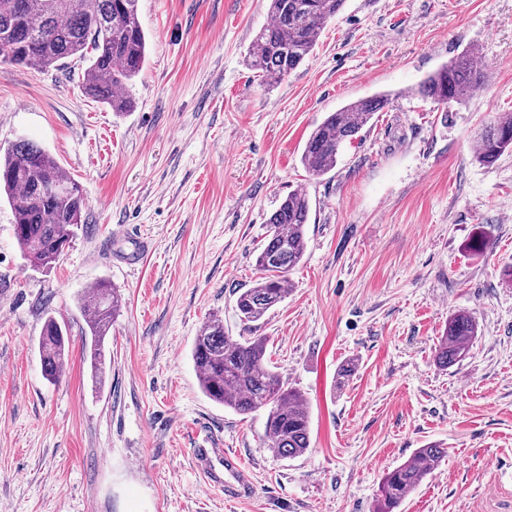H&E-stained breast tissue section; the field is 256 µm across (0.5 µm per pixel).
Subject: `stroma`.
Returning a JSON list of instances; mask_svg holds the SVG:
<instances>
[{"label":"stroma","mask_w":512,"mask_h":512,"mask_svg":"<svg viewBox=\"0 0 512 512\" xmlns=\"http://www.w3.org/2000/svg\"><path fill=\"white\" fill-rule=\"evenodd\" d=\"M139 17L148 54L123 114L84 95L83 63L0 61V147L34 141L86 203L43 268L22 257L0 198V512H372L384 474L430 443L447 454L399 512H512V152L473 158L489 113L512 112V0H346L275 86L248 54L268 0H139ZM469 49L483 87L450 105L418 94ZM382 92L390 106L310 176L312 130ZM299 189L307 250L257 330L268 366L307 399L310 446L288 459L264 441L265 411L202 392L191 349L214 315L246 335L236 299L261 275L270 214ZM122 231L148 243L137 269L118 259ZM101 280L122 307L95 374L83 299ZM457 311L477 334L443 370ZM49 316L69 337L55 381L38 354ZM203 438L251 471L249 498L205 487Z\"/></svg>","instance_id":"1"}]
</instances>
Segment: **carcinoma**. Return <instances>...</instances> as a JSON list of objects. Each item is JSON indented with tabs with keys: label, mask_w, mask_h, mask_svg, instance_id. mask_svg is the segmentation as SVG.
<instances>
[{
	"label": "carcinoma",
	"mask_w": 512,
	"mask_h": 512,
	"mask_svg": "<svg viewBox=\"0 0 512 512\" xmlns=\"http://www.w3.org/2000/svg\"><path fill=\"white\" fill-rule=\"evenodd\" d=\"M346 0H269L271 22L254 38L251 67L267 83H278L315 49L327 22ZM139 0H0V59L47 69L65 59L87 63L83 92L122 113L130 107L128 83L142 69L147 36L138 15ZM486 74L470 51L463 52L430 73L418 92L439 104L461 102L483 84ZM389 104L375 94L349 102L329 115L308 136L301 162L308 173L322 177L336 168L343 145ZM512 151V113L497 112L474 139V157L495 162ZM0 192L15 210L14 236L23 257L47 267L56 262L85 223V201L75 180L48 152L21 139L0 154ZM310 199L304 191L289 193L271 213L269 234L256 262L263 276L236 300L241 321L257 323L287 297V274L302 260L310 218ZM86 319L90 342L85 350L98 372L105 363L104 340L120 307L108 283L95 284ZM477 334L471 315L458 311L448 317L436 350V364L446 369L465 355ZM68 343L67 331L49 316L38 341L46 379L60 377ZM267 338L224 331L218 318L207 320L195 336L192 359L203 392L214 402L241 415L267 411L264 435L268 446L284 458H296L310 445L306 399L287 385L280 373L265 364ZM445 449L428 444L387 472L374 512H398L408 493L443 460Z\"/></svg>",
	"instance_id": "1"
}]
</instances>
